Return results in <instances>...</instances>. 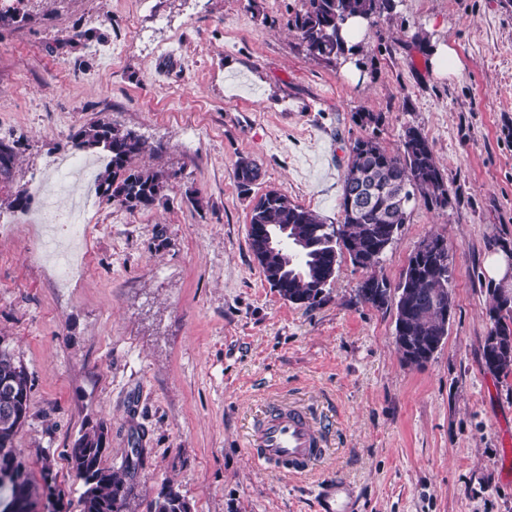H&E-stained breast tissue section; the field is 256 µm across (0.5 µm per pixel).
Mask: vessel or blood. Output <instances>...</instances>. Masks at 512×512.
Masks as SVG:
<instances>
[{
	"label": "vessel or blood",
	"instance_id": "1",
	"mask_svg": "<svg viewBox=\"0 0 512 512\" xmlns=\"http://www.w3.org/2000/svg\"><path fill=\"white\" fill-rule=\"evenodd\" d=\"M251 454L287 474L307 472L322 456V437L311 419L295 408L272 411L255 428Z\"/></svg>",
	"mask_w": 512,
	"mask_h": 512
}]
</instances>
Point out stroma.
Here are the masks:
<instances>
[{
    "label": "stroma",
    "instance_id": "obj_1",
    "mask_svg": "<svg viewBox=\"0 0 512 512\" xmlns=\"http://www.w3.org/2000/svg\"><path fill=\"white\" fill-rule=\"evenodd\" d=\"M301 9L25 0L0 25V143L13 149L0 174V344L30 379L14 446L37 505L81 512L67 450L103 422V467L120 468L133 440L146 450L126 512H146L166 482L193 512H318L336 480L350 512H512V375L481 361L488 259L512 248V0H397L331 63L290 30ZM432 41L455 49L457 73L433 71ZM96 121L142 136L139 164L176 178L147 210L98 202L89 264L61 298L33 260L35 226L9 202L54 179L53 161ZM409 126L432 143L450 203H410L378 272L398 282L432 235L454 257L448 335L421 367L401 358L394 310L357 301L365 273L349 256L307 308L270 288L248 244L269 189L338 224L350 143L394 151ZM242 158L261 170L247 194ZM279 404L325 436L307 475L249 453Z\"/></svg>",
    "mask_w": 512,
    "mask_h": 512
}]
</instances>
